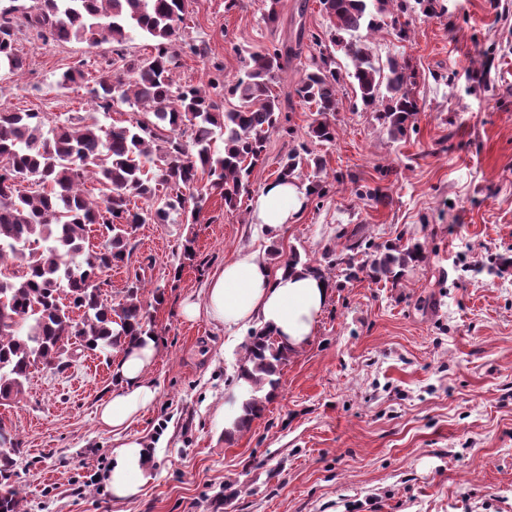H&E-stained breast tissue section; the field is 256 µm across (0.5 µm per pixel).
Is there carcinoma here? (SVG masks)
I'll return each instance as SVG.
<instances>
[{
  "label": "carcinoma",
  "mask_w": 512,
  "mask_h": 512,
  "mask_svg": "<svg viewBox=\"0 0 512 512\" xmlns=\"http://www.w3.org/2000/svg\"><path fill=\"white\" fill-rule=\"evenodd\" d=\"M185 2L35 0L29 23L46 42L121 46L133 32L154 42L155 54L129 64L128 76L102 75L90 89L91 101L105 112L128 104L151 118L105 131L92 115L49 124L39 112L0 108V400H21L31 370L39 365L60 369L71 352L108 356L154 334L138 284L131 283L115 306L103 293L106 273L127 258L129 235L137 225L164 224L173 212L188 223L198 221L202 175L225 206L239 207L270 135L282 127V102L274 88L293 60L306 58L294 92L319 115L309 126L310 139H335L327 115L338 109L347 81L391 138L414 128L419 112L414 71L404 59L375 56L369 39L388 29L406 39L409 24L400 18L413 3L433 12L436 0H319L329 21L328 42L313 35L305 43L300 27L271 49L244 50L239 75L228 82L218 76L205 87L177 86L172 79ZM13 12L0 7V69L11 74L23 68ZM339 54L347 60L344 67L336 61ZM220 94L236 104L221 109L213 100ZM324 169L323 159L302 144L281 161L277 179L300 180L308 170L309 194L322 197ZM89 176L100 185L97 200L82 190ZM135 197L151 205L134 209ZM92 224L102 228L103 243L95 250L87 247ZM341 237L349 244L325 268L294 249L284 255L273 248L271 255L280 258L281 268L302 266L330 283V270L339 266L349 279L363 274L395 284L410 265L425 259L418 242L374 248L354 233ZM293 353L271 331H252L238 374L251 396L242 402L233 430L240 432L261 416L258 393L276 388ZM18 454L14 436L9 446H0V512H21L22 498L12 489Z\"/></svg>",
  "instance_id": "cac0c4a2"
}]
</instances>
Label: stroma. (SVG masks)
Wrapping results in <instances>:
<instances>
[{
	"label": "stroma",
	"instance_id": "obj_1",
	"mask_svg": "<svg viewBox=\"0 0 512 512\" xmlns=\"http://www.w3.org/2000/svg\"><path fill=\"white\" fill-rule=\"evenodd\" d=\"M298 3L281 0L273 27L268 0H187L180 35L205 53L183 54L174 81L204 85L219 66L234 78L241 48L272 46L301 25L324 35L319 0L302 16ZM0 5L16 8L24 59L19 74L0 71V105L17 111L87 115L91 78L154 53L138 33L119 53L109 42L46 43L26 22L33 0ZM408 21L406 40L381 32L371 43L416 74L407 137L391 139L373 113L354 110L346 84L335 140L308 142L315 114L291 96L302 75L292 62L277 91L294 132L271 135L240 208L214 194L198 223L174 215L133 230L112 295L136 278L144 301L165 289L147 373L156 398L115 432L97 415L117 388L113 361L87 351L60 370L35 368L21 401L0 405V427L22 441L12 485L25 512H512V0H438ZM71 67L83 79L59 88ZM304 142L325 162V196L281 229L252 224L254 196ZM375 188L389 204L365 198ZM357 226L378 246L419 241L426 259L396 286L365 278L334 289L261 417L227 437V416L249 396L238 378L247 339L186 320L184 302L203 299L239 251L294 248L319 262ZM128 437L149 448L152 479L118 500L95 474Z\"/></svg>",
	"mask_w": 512,
	"mask_h": 512
}]
</instances>
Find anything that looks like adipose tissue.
Instances as JSON below:
<instances>
[{
  "label": "adipose tissue",
  "instance_id": "adipose-tissue-1",
  "mask_svg": "<svg viewBox=\"0 0 512 512\" xmlns=\"http://www.w3.org/2000/svg\"><path fill=\"white\" fill-rule=\"evenodd\" d=\"M305 201V190L298 183L272 181L254 200L252 221L279 227L292 221ZM331 292L327 280L303 269L275 271L258 253L241 252L209 279L203 302L184 305L183 315L191 321L204 317L229 329L256 324L268 328L283 344L299 348L313 335ZM158 355V341L149 335L123 352L114 367L119 388L99 408L105 426H126L154 402L156 390L146 375ZM148 458L141 440L129 438L120 443L107 473L113 497L135 496L150 481Z\"/></svg>",
  "mask_w": 512,
  "mask_h": 512
}]
</instances>
